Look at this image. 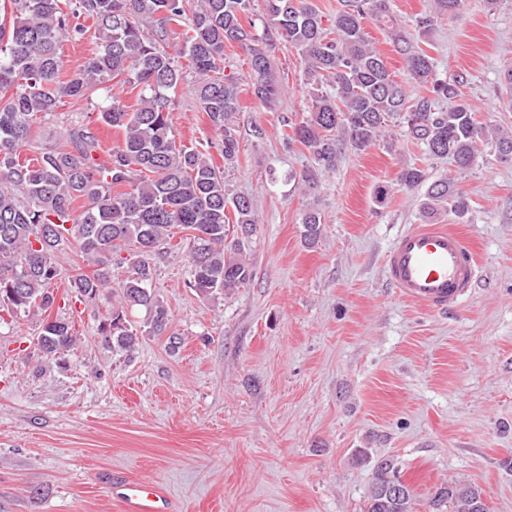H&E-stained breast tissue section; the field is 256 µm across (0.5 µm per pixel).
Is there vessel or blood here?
<instances>
[{
    "label": "vessel or blood",
    "instance_id": "vessel-or-blood-1",
    "mask_svg": "<svg viewBox=\"0 0 512 512\" xmlns=\"http://www.w3.org/2000/svg\"><path fill=\"white\" fill-rule=\"evenodd\" d=\"M477 262L464 237L444 224H415L393 240L385 276L402 297L439 311L456 309L473 287ZM114 494L123 512H166L161 488L127 479Z\"/></svg>",
    "mask_w": 512,
    "mask_h": 512
}]
</instances>
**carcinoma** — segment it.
Returning a JSON list of instances; mask_svg holds the SVG:
<instances>
[{
  "label": "carcinoma",
  "instance_id": "cac0c4a2",
  "mask_svg": "<svg viewBox=\"0 0 512 512\" xmlns=\"http://www.w3.org/2000/svg\"><path fill=\"white\" fill-rule=\"evenodd\" d=\"M271 34H254L247 13L250 0H4L10 13L0 22V320L4 315H43L37 336L46 355L74 348L73 324L50 319L57 305L52 285L61 277L59 257L75 249L90 272L77 268L68 277L65 296L85 305L105 299L112 270H122L120 301L108 307L98 335L114 351L131 352L138 330L127 312L142 307L149 332L167 331L169 311L154 293L155 260L162 250L190 242L192 277L187 287L203 296L230 295L253 276L246 246L257 229L252 199L233 193L224 172L200 151L176 142L171 105L187 74L192 92L221 132L218 150L224 167L234 165L239 141L232 123L240 108L241 81L229 46L246 53L247 87L266 107L279 102L283 88L272 75L275 42L295 49L312 100L310 115L291 126L319 170L332 171L347 151L364 152L378 144L389 150L400 126L429 155L449 156L459 171L471 169L480 146L492 143L501 160L512 161V134L477 120L461 90L462 81L436 78L433 58L391 13L389 0H343L335 16L324 19L312 0H266ZM462 0H431L415 19L428 31L459 13ZM96 25L97 47L77 69L66 73L59 45L84 39L82 20ZM384 27L403 59L406 74L428 88L410 97L388 61L374 47L364 20ZM191 35L175 47L174 26ZM119 79L139 89L134 106L119 93L99 112L101 120L122 131L108 166L97 163L100 144L81 125L73 126L63 148L20 158L33 125L55 112L65 97L89 98L100 85ZM406 189L428 184L426 208L450 206L457 217L469 202L457 180L428 182L416 166L400 171ZM84 201L81 209L75 203ZM303 236L314 245L322 234V216L308 209ZM188 238L172 240L179 233ZM394 473L388 460L374 465L363 512H412V494L391 500L383 477ZM453 512H488L481 492L450 483L441 492Z\"/></svg>",
  "mask_w": 512,
  "mask_h": 512
}]
</instances>
